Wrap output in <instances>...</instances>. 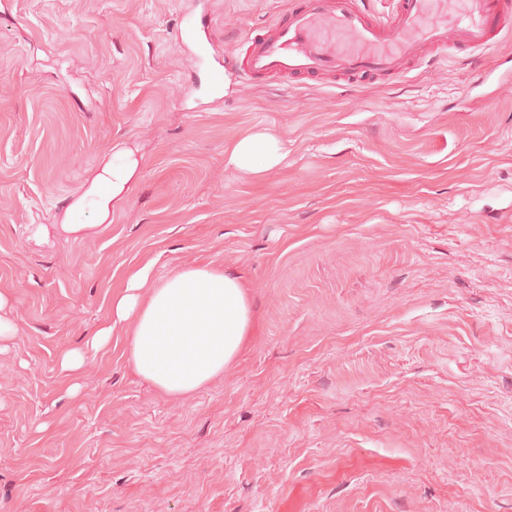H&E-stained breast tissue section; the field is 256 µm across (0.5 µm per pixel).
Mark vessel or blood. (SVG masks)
Returning a JSON list of instances; mask_svg holds the SVG:
<instances>
[{"label":"vessel or blood","instance_id":"b4317fda","mask_svg":"<svg viewBox=\"0 0 512 512\" xmlns=\"http://www.w3.org/2000/svg\"><path fill=\"white\" fill-rule=\"evenodd\" d=\"M512 37V0H393L378 20L372 0H294L273 26L248 32L238 69L253 77L380 79L401 75L422 47L474 55ZM182 40L206 68L214 92L231 70L215 56L206 18H187Z\"/></svg>","mask_w":512,"mask_h":512}]
</instances>
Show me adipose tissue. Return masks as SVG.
<instances>
[{
	"instance_id": "1",
	"label": "adipose tissue",
	"mask_w": 512,
	"mask_h": 512,
	"mask_svg": "<svg viewBox=\"0 0 512 512\" xmlns=\"http://www.w3.org/2000/svg\"><path fill=\"white\" fill-rule=\"evenodd\" d=\"M287 153L272 133L237 139L227 163L256 174L284 163ZM113 324L128 328L127 357L136 375L166 395L194 393L223 376L251 333L247 291L221 267H188L149 284L147 269L130 273L112 300Z\"/></svg>"
}]
</instances>
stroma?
<instances>
[{
  "label": "stroma",
  "instance_id": "1",
  "mask_svg": "<svg viewBox=\"0 0 512 512\" xmlns=\"http://www.w3.org/2000/svg\"><path fill=\"white\" fill-rule=\"evenodd\" d=\"M290 6L0 0V512H512V40L353 87L192 71L184 12L238 55ZM262 130L285 162L227 166ZM145 265L239 275L222 379L158 392L120 326L87 348ZM137 168V161L130 155H124L112 164V169L107 171L108 177L101 176V187L98 188V204L106 209L110 200L118 195L124 185L133 176Z\"/></svg>",
  "mask_w": 512,
  "mask_h": 512
}]
</instances>
